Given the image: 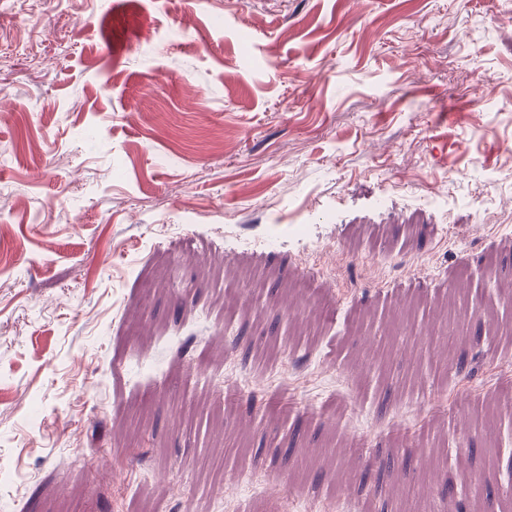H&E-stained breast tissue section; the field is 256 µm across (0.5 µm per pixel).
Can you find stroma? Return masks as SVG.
Instances as JSON below:
<instances>
[{
  "mask_svg": "<svg viewBox=\"0 0 512 512\" xmlns=\"http://www.w3.org/2000/svg\"><path fill=\"white\" fill-rule=\"evenodd\" d=\"M509 10L0 0V512H498Z\"/></svg>",
  "mask_w": 512,
  "mask_h": 512,
  "instance_id": "35a3bbf8",
  "label": "stroma"
}]
</instances>
